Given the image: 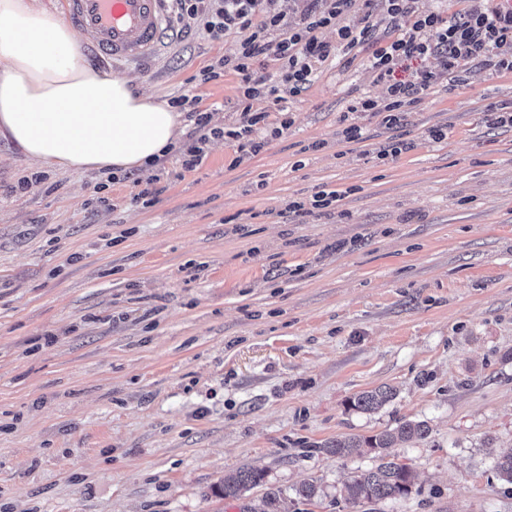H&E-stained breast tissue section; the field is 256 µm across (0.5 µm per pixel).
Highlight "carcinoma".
I'll use <instances>...</instances> for the list:
<instances>
[{
    "label": "carcinoma",
    "mask_w": 512,
    "mask_h": 512,
    "mask_svg": "<svg viewBox=\"0 0 512 512\" xmlns=\"http://www.w3.org/2000/svg\"><path fill=\"white\" fill-rule=\"evenodd\" d=\"M396 390L381 385L356 395L352 408L364 412L375 411L390 402ZM429 428L423 422L406 421L394 429H386L368 437H345L323 445V450L338 457H346L357 448H368L375 454L376 465L369 470L354 473L345 486L346 499L361 501L385 500L405 496L411 488V470L398 462L391 448L399 443H417L427 439ZM261 470L243 467L224 478L222 494L226 499H239L244 493L263 481ZM262 512H288V493L270 489L263 497Z\"/></svg>",
    "instance_id": "1"
}]
</instances>
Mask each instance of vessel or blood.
Instances as JSON below:
<instances>
[{
    "mask_svg": "<svg viewBox=\"0 0 512 512\" xmlns=\"http://www.w3.org/2000/svg\"><path fill=\"white\" fill-rule=\"evenodd\" d=\"M170 0H63L67 21L79 32L96 66L140 65L159 56L175 37Z\"/></svg>",
    "mask_w": 512,
    "mask_h": 512,
    "instance_id": "vessel-or-blood-1",
    "label": "vessel or blood"
}]
</instances>
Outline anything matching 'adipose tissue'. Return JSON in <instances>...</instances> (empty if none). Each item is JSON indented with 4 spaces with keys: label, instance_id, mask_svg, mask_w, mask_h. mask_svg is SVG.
I'll list each match as a JSON object with an SVG mask.
<instances>
[{
    "label": "adipose tissue",
    "instance_id": "obj_1",
    "mask_svg": "<svg viewBox=\"0 0 512 512\" xmlns=\"http://www.w3.org/2000/svg\"><path fill=\"white\" fill-rule=\"evenodd\" d=\"M180 113L85 63L60 14L0 0V135L34 165L123 173L177 138Z\"/></svg>",
    "mask_w": 512,
    "mask_h": 512
}]
</instances>
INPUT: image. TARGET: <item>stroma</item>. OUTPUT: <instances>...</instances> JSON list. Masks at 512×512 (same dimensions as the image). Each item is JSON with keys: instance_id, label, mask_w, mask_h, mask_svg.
Here are the masks:
<instances>
[{"instance_id": "obj_1", "label": "stroma", "mask_w": 512, "mask_h": 512, "mask_svg": "<svg viewBox=\"0 0 512 512\" xmlns=\"http://www.w3.org/2000/svg\"><path fill=\"white\" fill-rule=\"evenodd\" d=\"M239 41L181 23L153 72L123 74L228 129L240 76L196 77ZM371 51L327 60L285 112L256 101L268 127L291 120L258 155L213 139L200 168L168 153L101 196L103 174L37 169L0 137V512H255L269 487L288 512H512L494 471L512 449V126L485 120L512 111V70L473 61L390 124L347 110L385 96ZM324 189L335 209L289 212ZM379 385L395 398L349 408ZM406 420L430 429L395 449L408 495L348 502L376 460L323 444ZM243 467L264 485L213 495Z\"/></svg>"}]
</instances>
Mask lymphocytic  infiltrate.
<instances>
[{
	"label": "lymphocytic infiltrate",
	"instance_id": "f902f5d3",
	"mask_svg": "<svg viewBox=\"0 0 512 512\" xmlns=\"http://www.w3.org/2000/svg\"><path fill=\"white\" fill-rule=\"evenodd\" d=\"M371 6L375 0H324L323 9L307 12L301 26L283 29V13L267 10L263 0H173L172 13L176 22L196 23L213 41L223 40L226 32L241 33L235 57L219 59L202 70L200 83L218 80L226 69L239 73L244 83L243 121L234 129L213 126L210 112L200 110L198 98L184 94L171 100L170 105L183 112L193 130L179 151L183 169L193 170L207 157L210 139L224 138L234 142L243 156L258 154L264 147L254 133L263 125L266 114L255 111L252 102L265 98L280 105L287 97L298 94L316 76L319 65L339 52H345L370 38L368 29L339 24L340 16L349 12L355 2ZM389 23L396 35L385 47L376 50L369 67L377 82L386 86L384 101L370 98L355 99L354 112H387L389 120H398L403 107L414 103L420 92L427 89L438 74L453 75L469 62L479 60L493 69L512 70V60H494L496 49L512 43V0H497L494 8L474 10L453 20L440 13H419L414 0H383ZM324 28L336 31L335 42L320 40L316 32ZM273 56L281 69L276 84L255 76L251 70L254 59ZM435 58L439 72L428 69L416 71L413 79L392 81L391 74L403 59Z\"/></svg>",
	"mask_w": 512,
	"mask_h": 512
}]
</instances>
